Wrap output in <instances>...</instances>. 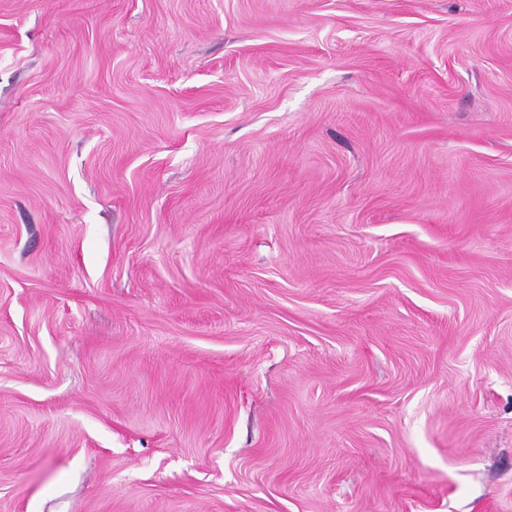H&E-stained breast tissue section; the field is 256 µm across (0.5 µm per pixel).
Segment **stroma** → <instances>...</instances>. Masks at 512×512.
<instances>
[{
	"label": "stroma",
	"instance_id": "obj_1",
	"mask_svg": "<svg viewBox=\"0 0 512 512\" xmlns=\"http://www.w3.org/2000/svg\"><path fill=\"white\" fill-rule=\"evenodd\" d=\"M0 512H512V0H0Z\"/></svg>",
	"mask_w": 512,
	"mask_h": 512
}]
</instances>
